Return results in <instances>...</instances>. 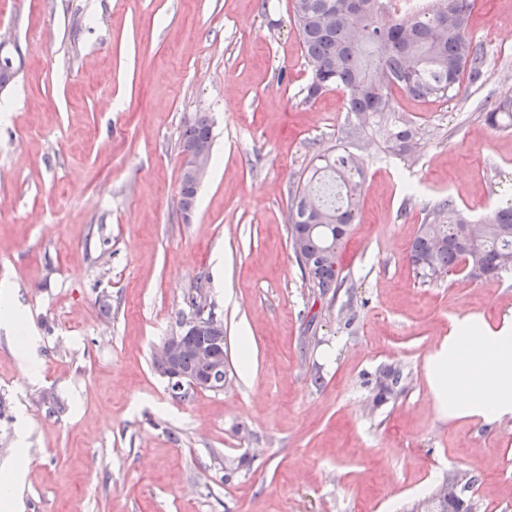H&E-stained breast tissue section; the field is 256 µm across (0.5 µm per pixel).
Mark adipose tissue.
<instances>
[{
    "label": "adipose tissue",
    "instance_id": "obj_1",
    "mask_svg": "<svg viewBox=\"0 0 512 512\" xmlns=\"http://www.w3.org/2000/svg\"><path fill=\"white\" fill-rule=\"evenodd\" d=\"M428 372L449 417L486 425L512 420V318L492 326L469 313L454 317Z\"/></svg>",
    "mask_w": 512,
    "mask_h": 512
}]
</instances>
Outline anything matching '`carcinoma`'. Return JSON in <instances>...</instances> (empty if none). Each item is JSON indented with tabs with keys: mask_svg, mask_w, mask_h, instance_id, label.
Instances as JSON below:
<instances>
[{
	"mask_svg": "<svg viewBox=\"0 0 512 512\" xmlns=\"http://www.w3.org/2000/svg\"><path fill=\"white\" fill-rule=\"evenodd\" d=\"M342 0H293V15L304 56L311 66L306 99L341 89L347 96V114L363 131L377 136L385 150L403 157L412 150V121L396 115L393 90L419 99L450 100L463 83L481 86L487 79V59L469 32L474 0H435L411 15L401 13V0H368L366 10L348 15ZM19 71L11 56L0 57V90ZM486 123L494 128L512 126V97L487 110ZM200 141H212L209 118L198 113L181 133V152ZM363 160L348 147L330 148L312 159L305 179L289 187L288 237L299 241L303 252L316 258L312 267H300L309 287L319 296L336 294L345 278L339 267V247L359 211L363 186ZM332 186L338 199L322 202L326 227L311 231L303 213L306 195H320ZM197 187L181 177L179 205L188 213L195 208ZM414 269L422 278L437 281L469 265L465 277L481 280L512 269V206L489 212L483 221L469 222L452 200L446 199L428 214L410 248ZM216 345L217 361L203 364L196 356L201 345ZM182 371L204 374L213 383L224 380V333L190 340L179 358ZM411 383V374L387 367L367 380L372 402L378 406L397 399ZM475 478L457 474L453 492L438 499L440 512H472L460 494L469 491Z\"/></svg>",
	"mask_w": 512,
	"mask_h": 512,
	"instance_id": "cac0c4a2",
	"label": "carcinoma"
}]
</instances>
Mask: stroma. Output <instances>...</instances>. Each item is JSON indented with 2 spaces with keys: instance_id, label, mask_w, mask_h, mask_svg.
Listing matches in <instances>:
<instances>
[{
  "instance_id": "1",
  "label": "stroma",
  "mask_w": 512,
  "mask_h": 512,
  "mask_svg": "<svg viewBox=\"0 0 512 512\" xmlns=\"http://www.w3.org/2000/svg\"><path fill=\"white\" fill-rule=\"evenodd\" d=\"M488 79L455 98L398 95L408 159L353 143L359 214L345 286L319 298L287 235L288 185L339 144L343 93L306 100L292 0H0L21 67L0 90V283L34 329L39 372L0 328V466L20 458L18 512H410L474 475L476 512H512V420L440 411L427 374L449 320L512 315V271L423 281L408 260L427 213L512 206V0H476ZM212 123L190 216L180 136ZM200 304L224 322V390L174 397L155 348ZM410 371L396 402L363 385ZM25 441H18V431ZM484 118L486 123L491 127H511L512 97L501 99L497 105L485 112Z\"/></svg>"
}]
</instances>
